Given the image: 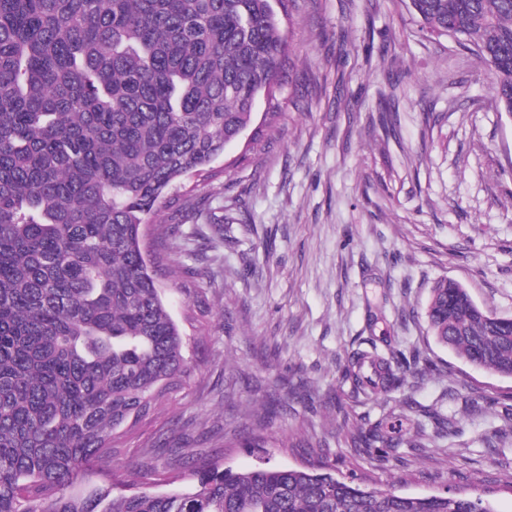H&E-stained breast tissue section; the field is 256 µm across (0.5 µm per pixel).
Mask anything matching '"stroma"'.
I'll return each instance as SVG.
<instances>
[{"mask_svg": "<svg viewBox=\"0 0 512 512\" xmlns=\"http://www.w3.org/2000/svg\"><path fill=\"white\" fill-rule=\"evenodd\" d=\"M289 11L282 33L306 98L277 89L275 138L229 144L220 177L187 178L152 218L183 221L179 274L163 286L197 370L122 437L118 461L169 475L170 450L183 447L222 468L297 467L320 442L329 462L373 486L412 496L471 486L512 512V440L484 441L512 411V379L438 345L424 317L444 277L512 317V119L495 108L488 67L422 32L405 0H291ZM392 80L388 131L378 103ZM189 195L203 217H182ZM369 338L383 352L419 348L431 366L353 403L342 368ZM278 379L297 391L262 418ZM476 393L496 403L472 416L464 400ZM407 399L455 418L449 446L349 447L353 427L401 426ZM248 423L265 447L223 449ZM296 434L305 447H293Z\"/></svg>", "mask_w": 512, "mask_h": 512, "instance_id": "obj_1", "label": "stroma"}]
</instances>
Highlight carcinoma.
Wrapping results in <instances>:
<instances>
[{
	"mask_svg": "<svg viewBox=\"0 0 512 512\" xmlns=\"http://www.w3.org/2000/svg\"><path fill=\"white\" fill-rule=\"evenodd\" d=\"M424 29L471 46L512 116V0H409ZM287 47L273 0H0V512H496L465 488L410 496L361 485L318 459L247 471L176 462L192 488L158 489L144 464H112L125 429L195 370L158 272L180 225L144 226L185 177L211 165L273 97ZM437 344L512 378V318L441 278L425 309ZM376 345L347 361L355 396L399 387L418 365ZM431 441L454 423L429 415ZM393 448L383 420L349 435ZM265 440L245 429L224 443ZM106 464L100 480L78 474Z\"/></svg>",
	"mask_w": 512,
	"mask_h": 512,
	"instance_id": "carcinoma-1",
	"label": "carcinoma"
}]
</instances>
